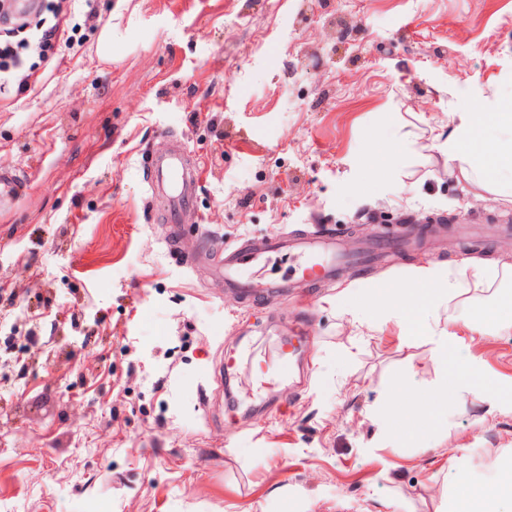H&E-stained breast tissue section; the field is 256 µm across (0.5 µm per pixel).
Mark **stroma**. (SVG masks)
I'll return each mask as SVG.
<instances>
[{"label":"stroma","mask_w":512,"mask_h":512,"mask_svg":"<svg viewBox=\"0 0 512 512\" xmlns=\"http://www.w3.org/2000/svg\"><path fill=\"white\" fill-rule=\"evenodd\" d=\"M32 3L26 33L75 31L0 93L20 182L0 205V512H452L453 473L512 465V412L468 392L400 432L454 367L366 299L486 259L433 329L512 309V202L433 147L512 97V0ZM176 150L202 177L173 249L146 162ZM407 217L452 233L301 300L246 301L216 273L225 243ZM487 330L457 341L511 395L512 324ZM296 332L281 370L264 345Z\"/></svg>","instance_id":"obj_1"}]
</instances>
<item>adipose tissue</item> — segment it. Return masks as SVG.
<instances>
[{
	"instance_id": "ef3b65f1",
	"label": "adipose tissue",
	"mask_w": 512,
	"mask_h": 512,
	"mask_svg": "<svg viewBox=\"0 0 512 512\" xmlns=\"http://www.w3.org/2000/svg\"><path fill=\"white\" fill-rule=\"evenodd\" d=\"M496 123L506 129L508 138L503 140H485L479 138L478 130L487 123ZM436 147L449 162L458 166L464 180L488 187L492 184V175L497 170L512 172V99L492 101L488 111L462 112L454 126L449 130L445 139L437 141ZM414 285L403 288L391 285L373 290V298L392 305L405 308L410 323L421 320L417 308L418 302L428 301L431 294V281L428 270H418L413 279ZM452 331H440L431 337L432 351L436 360H452L456 365V374L449 386L437 391L433 396L413 402L414 414L433 411L436 407L447 406L449 399L458 391L465 390L477 394L486 406L487 413L502 412L511 404L501 399L497 394L471 380L475 368L469 353L457 346L451 345Z\"/></svg>"
}]
</instances>
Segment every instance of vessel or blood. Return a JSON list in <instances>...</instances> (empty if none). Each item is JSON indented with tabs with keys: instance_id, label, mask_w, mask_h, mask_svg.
Wrapping results in <instances>:
<instances>
[{
	"instance_id": "b4317fda",
	"label": "vessel or blood",
	"mask_w": 512,
	"mask_h": 512,
	"mask_svg": "<svg viewBox=\"0 0 512 512\" xmlns=\"http://www.w3.org/2000/svg\"><path fill=\"white\" fill-rule=\"evenodd\" d=\"M199 177V172L190 170L181 155L174 153L152 162L147 184L150 191L163 193L167 212L175 220L188 205ZM406 248V242L379 238L373 240L363 253L354 254L341 239L328 232L317 235L285 234L258 243L248 241L225 248L217 272L229 290L245 296H257L276 287L275 282L254 275L255 270L262 268L274 255L297 260L301 279L321 283L331 280L336 270L349 271L353 266L381 253L389 251L398 254Z\"/></svg>"
}]
</instances>
